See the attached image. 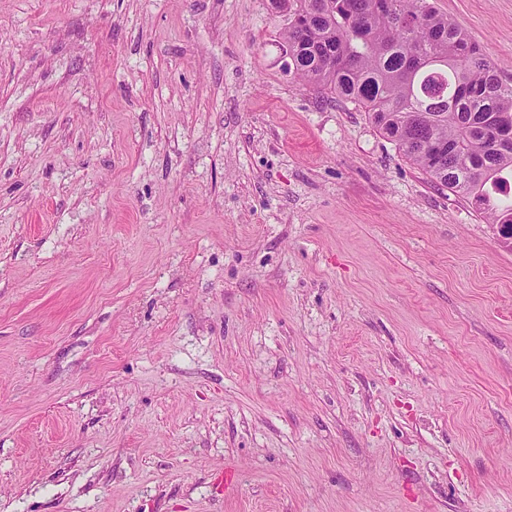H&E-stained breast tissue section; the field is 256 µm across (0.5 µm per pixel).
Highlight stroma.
Instances as JSON below:
<instances>
[{
  "label": "stroma",
  "instance_id": "obj_1",
  "mask_svg": "<svg viewBox=\"0 0 512 512\" xmlns=\"http://www.w3.org/2000/svg\"><path fill=\"white\" fill-rule=\"evenodd\" d=\"M282 25L0 0V512H512V251Z\"/></svg>",
  "mask_w": 512,
  "mask_h": 512
}]
</instances>
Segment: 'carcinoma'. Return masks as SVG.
<instances>
[{
	"mask_svg": "<svg viewBox=\"0 0 512 512\" xmlns=\"http://www.w3.org/2000/svg\"><path fill=\"white\" fill-rule=\"evenodd\" d=\"M288 0V70L358 105L431 181L512 228V83L432 0Z\"/></svg>",
	"mask_w": 512,
	"mask_h": 512,
	"instance_id": "obj_1",
	"label": "carcinoma"
}]
</instances>
